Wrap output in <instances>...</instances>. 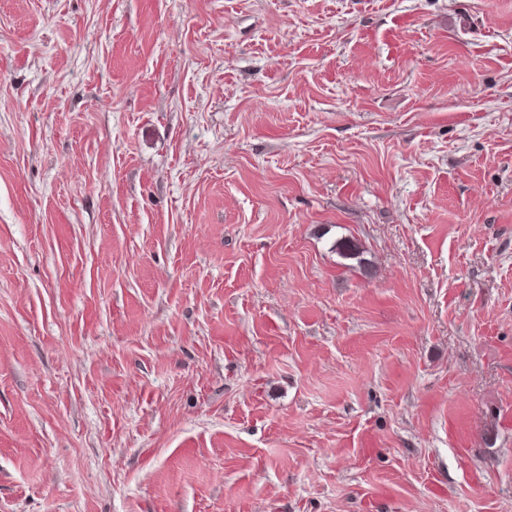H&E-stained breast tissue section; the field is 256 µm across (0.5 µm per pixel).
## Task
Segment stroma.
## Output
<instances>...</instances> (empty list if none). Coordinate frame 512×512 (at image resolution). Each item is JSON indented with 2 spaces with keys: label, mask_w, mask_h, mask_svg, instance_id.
I'll return each instance as SVG.
<instances>
[{
  "label": "stroma",
  "mask_w": 512,
  "mask_h": 512,
  "mask_svg": "<svg viewBox=\"0 0 512 512\" xmlns=\"http://www.w3.org/2000/svg\"><path fill=\"white\" fill-rule=\"evenodd\" d=\"M0 512H512V0H0Z\"/></svg>",
  "instance_id": "35a3bbf8"
}]
</instances>
